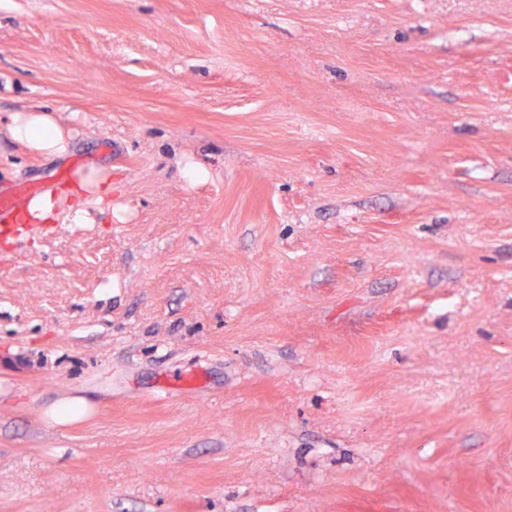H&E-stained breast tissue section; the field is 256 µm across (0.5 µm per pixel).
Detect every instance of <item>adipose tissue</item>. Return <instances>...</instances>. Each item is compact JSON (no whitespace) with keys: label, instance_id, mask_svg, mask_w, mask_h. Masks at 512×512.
<instances>
[{"label":"adipose tissue","instance_id":"1","mask_svg":"<svg viewBox=\"0 0 512 512\" xmlns=\"http://www.w3.org/2000/svg\"><path fill=\"white\" fill-rule=\"evenodd\" d=\"M11 138L41 156L67 154L70 136L55 115L43 110L12 114L7 124ZM112 205V180L99 172H76L68 187H48L28 200L20 213L26 224H50L60 219L74 224L92 221V210Z\"/></svg>","mask_w":512,"mask_h":512}]
</instances>
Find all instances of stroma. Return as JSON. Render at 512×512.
I'll return each mask as SVG.
<instances>
[{
  "label": "stroma",
  "mask_w": 512,
  "mask_h": 512,
  "mask_svg": "<svg viewBox=\"0 0 512 512\" xmlns=\"http://www.w3.org/2000/svg\"><path fill=\"white\" fill-rule=\"evenodd\" d=\"M28 108L0 512H512V0H0ZM11 138L34 154L62 157L68 153L70 136L52 112L31 110L9 117ZM90 204L99 211L112 209V178L100 175L99 170L91 174L77 171L67 188L51 185L29 199L20 212L22 224H0V241L14 245L35 234L46 235L56 227L50 223L61 217L71 224H91Z\"/></svg>",
  "instance_id": "1"
}]
</instances>
